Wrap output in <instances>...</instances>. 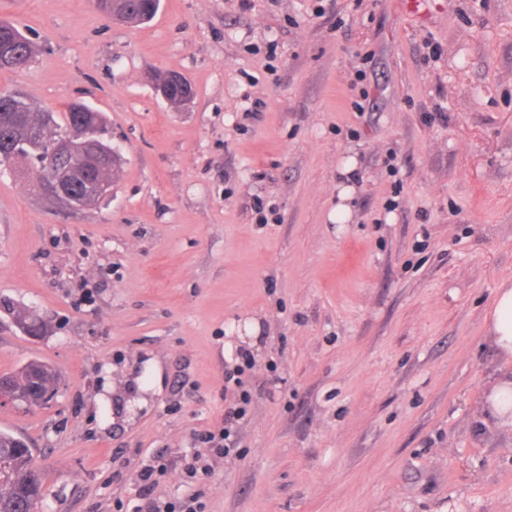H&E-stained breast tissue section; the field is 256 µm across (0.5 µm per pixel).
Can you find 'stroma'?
<instances>
[{"mask_svg": "<svg viewBox=\"0 0 512 512\" xmlns=\"http://www.w3.org/2000/svg\"><path fill=\"white\" fill-rule=\"evenodd\" d=\"M1 19L38 52L0 88L83 99L122 158L81 210L0 165V373H59L47 404L0 407L39 512H136L154 458L155 496L189 493L241 348L249 417L205 512H512V427L484 415L512 371L486 320L512 284V0H162L138 27L0 0ZM168 72L186 105L156 96ZM355 170L356 164L352 159L342 162L340 173L345 179H342L337 186L339 202L336 204L335 210L330 214V219L336 221V224H345L351 217L350 208L345 202L352 197L355 189ZM167 472L166 464L159 459L145 463L136 472L134 479L139 495L144 496L151 492L159 484V478L165 476Z\"/></svg>", "mask_w": 512, "mask_h": 512, "instance_id": "35a3bbf8", "label": "stroma"}]
</instances>
